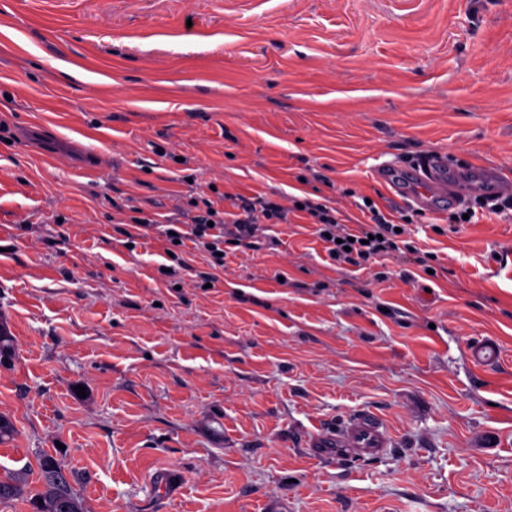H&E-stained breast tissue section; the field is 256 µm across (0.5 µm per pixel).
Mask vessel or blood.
<instances>
[{
  "mask_svg": "<svg viewBox=\"0 0 512 512\" xmlns=\"http://www.w3.org/2000/svg\"><path fill=\"white\" fill-rule=\"evenodd\" d=\"M374 175L403 199L412 200L426 210L457 207L461 202L459 190L463 187L486 196L512 195V176L501 170L485 164L454 169L445 157L430 153L424 154L414 168L399 172L385 165L377 167ZM468 353L471 361L481 367L491 366L500 357L499 345L492 339L472 343ZM316 445L344 453L373 456L388 447L389 439L378 417L364 413L319 435Z\"/></svg>",
  "mask_w": 512,
  "mask_h": 512,
  "instance_id": "b4317fda",
  "label": "vessel or blood"
}]
</instances>
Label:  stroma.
Wrapping results in <instances>:
<instances>
[{"label": "stroma", "mask_w": 512, "mask_h": 512, "mask_svg": "<svg viewBox=\"0 0 512 512\" xmlns=\"http://www.w3.org/2000/svg\"><path fill=\"white\" fill-rule=\"evenodd\" d=\"M426 153L512 173V0H0V512L46 455L84 512H512V207L372 175ZM213 187L371 199L400 251L336 264L295 211L201 287L161 223ZM363 411L390 448L315 447ZM471 361L481 367H488L498 361L500 349L493 339H482L471 344L468 349ZM26 478L23 472H7L0 476V503L20 496L24 492Z\"/></svg>", "instance_id": "stroma-1"}]
</instances>
